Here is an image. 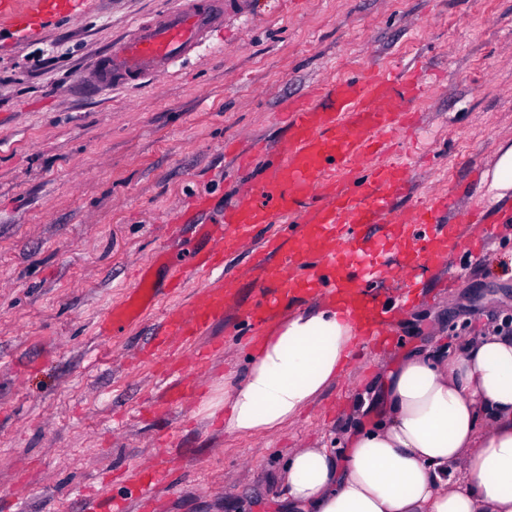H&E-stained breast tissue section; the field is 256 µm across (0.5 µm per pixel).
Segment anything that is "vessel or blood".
Here are the masks:
<instances>
[{
    "label": "vessel or blood",
    "instance_id": "1",
    "mask_svg": "<svg viewBox=\"0 0 512 512\" xmlns=\"http://www.w3.org/2000/svg\"><path fill=\"white\" fill-rule=\"evenodd\" d=\"M177 2L174 10L138 24L134 37L99 61L102 85L167 72L208 37L225 11L245 0ZM73 5L74 0H0V20H8L11 35L20 40ZM427 88L421 70L372 67L362 77L326 83L307 98L288 101L287 141L217 222L201 225L206 247L193 257L192 268L204 287L191 306L165 311L149 359L190 345L193 372L207 368L212 351L195 343L223 320L238 293L235 278L220 274L224 255L250 241L262 224L278 225L279 232L263 242L262 257L248 270L254 290L244 319L254 328L291 304L325 299L359 316L362 339L382 341L398 307L380 297L388 277L408 285L410 302L419 267L451 265L464 240L470 253L481 252L491 218L476 203L456 201L444 191L403 208L394 205L412 175L388 160V146L411 125L404 99L423 96ZM370 224L377 228L372 236L365 232ZM184 284V275L177 274L159 286L151 268H143L127 300L102 314V335H122L160 291ZM165 479L162 467L130 473L129 496L97 495L93 510L125 512L132 498L150 505Z\"/></svg>",
    "mask_w": 512,
    "mask_h": 512
}]
</instances>
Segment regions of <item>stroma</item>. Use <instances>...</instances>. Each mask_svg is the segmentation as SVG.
<instances>
[{
	"instance_id": "35a3bbf8",
	"label": "stroma",
	"mask_w": 512,
	"mask_h": 512,
	"mask_svg": "<svg viewBox=\"0 0 512 512\" xmlns=\"http://www.w3.org/2000/svg\"><path fill=\"white\" fill-rule=\"evenodd\" d=\"M174 4L80 0L25 40L0 33V512H84V489L123 495L119 474L161 455L174 458L161 512H279L289 450L342 448L355 400L379 393L398 357L512 315L511 223L481 256L458 251L453 282L421 269L426 301L396 314L389 345L355 347L293 426L232 434L210 413L259 342L239 332L249 242L224 259L239 298L200 340L216 351L198 398L147 411L168 385L144 357L153 326L169 306L191 305L202 280L158 299L124 335L100 336L99 317L157 253L203 246L197 225L171 242L164 224L199 194L215 215L232 204L259 171L234 168L226 142L284 141L288 100L372 63L426 64L430 89L411 104L417 142L400 135L394 147L425 156L416 192L458 191L492 211L512 198L493 185L512 149V0H305L296 13L250 0L168 73L97 88L114 39Z\"/></svg>"
}]
</instances>
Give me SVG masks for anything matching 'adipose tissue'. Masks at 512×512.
Listing matches in <instances>:
<instances>
[{"label": "adipose tissue", "instance_id": "adipose-tissue-1", "mask_svg": "<svg viewBox=\"0 0 512 512\" xmlns=\"http://www.w3.org/2000/svg\"><path fill=\"white\" fill-rule=\"evenodd\" d=\"M359 331L329 303L277 326L224 386L225 431L268 436L296 422L339 378ZM381 401L344 453L290 450L282 512H512L511 330L401 356Z\"/></svg>", "mask_w": 512, "mask_h": 512}]
</instances>
